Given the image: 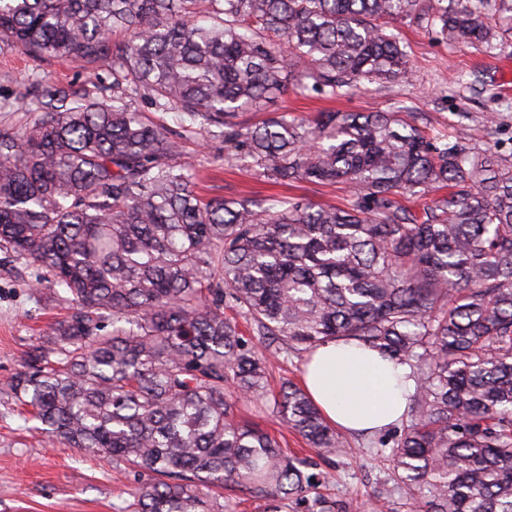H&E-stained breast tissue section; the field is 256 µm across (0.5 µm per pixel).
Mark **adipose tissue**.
Instances as JSON below:
<instances>
[{
    "instance_id": "1",
    "label": "adipose tissue",
    "mask_w": 512,
    "mask_h": 512,
    "mask_svg": "<svg viewBox=\"0 0 512 512\" xmlns=\"http://www.w3.org/2000/svg\"><path fill=\"white\" fill-rule=\"evenodd\" d=\"M409 373L376 349L333 340L309 353L303 386L332 425L366 435L402 419L413 391Z\"/></svg>"
}]
</instances>
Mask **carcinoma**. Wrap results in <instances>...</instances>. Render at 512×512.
<instances>
[{"instance_id":"1","label":"carcinoma","mask_w":512,"mask_h":512,"mask_svg":"<svg viewBox=\"0 0 512 512\" xmlns=\"http://www.w3.org/2000/svg\"><path fill=\"white\" fill-rule=\"evenodd\" d=\"M491 53L512 0H0V49L112 71V97L46 75L0 130V253L50 275L71 314L4 385L39 430L150 472L134 512H283L352 448L298 385L273 414L313 451L242 423L268 357L356 340L410 369L379 512H512V153L433 137L409 112L238 121L289 84L329 97L408 78L396 27ZM218 129L267 181L347 183L345 207L195 190L177 132L139 98ZM448 195L417 213L399 199ZM112 321V331L104 322ZM237 389L230 400L225 387Z\"/></svg>"}]
</instances>
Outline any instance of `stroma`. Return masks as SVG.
<instances>
[{"label":"stroma","instance_id":"obj_1","mask_svg":"<svg viewBox=\"0 0 512 512\" xmlns=\"http://www.w3.org/2000/svg\"><path fill=\"white\" fill-rule=\"evenodd\" d=\"M399 32L412 68L407 80L368 83L333 99L290 88L268 100L267 112L311 118L319 112L404 108L418 113L421 126L431 133H460L478 146L485 143L483 127L493 115L501 127L498 145L511 153L512 38L490 54L480 47L440 41L416 25L400 26ZM43 72L93 96L99 86L112 83L105 69L93 72L66 59L37 61L18 50L0 52V101L12 104L0 111V128L19 129L35 120V112L19 97L28 80ZM220 146V140L206 133L184 143L204 194L240 199L274 193V186L249 169L227 167L218 157ZM40 275L37 268L0 256V512H116L129 503L127 490L137 472L30 429L12 392L1 384L17 371L30 345L68 312L53 289L37 287ZM350 444L353 458H339L329 466L331 482L323 493L345 504L346 512H373L377 495L392 486L390 463L367 439L354 438Z\"/></svg>","mask_w":512,"mask_h":512}]
</instances>
